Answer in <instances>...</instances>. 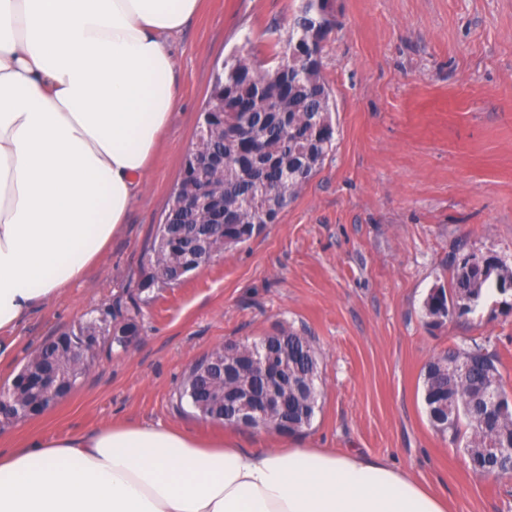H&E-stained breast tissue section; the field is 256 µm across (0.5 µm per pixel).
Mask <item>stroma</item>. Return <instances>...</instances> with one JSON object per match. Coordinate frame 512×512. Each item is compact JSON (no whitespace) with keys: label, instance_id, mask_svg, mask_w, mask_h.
Listing matches in <instances>:
<instances>
[{"label":"stroma","instance_id":"stroma-1","mask_svg":"<svg viewBox=\"0 0 512 512\" xmlns=\"http://www.w3.org/2000/svg\"><path fill=\"white\" fill-rule=\"evenodd\" d=\"M303 0H201L174 39L180 100L150 180L122 232L83 280L0 331V386L50 337L137 288L200 108L244 43L285 38ZM322 71L336 146L276 223L142 305L127 349L101 351L69 396L0 419V451L29 436L107 422L163 424L243 448L282 437L176 409L186 369L216 345L291 329L319 358V409L295 446L395 463L450 512H512V477L482 480L431 425L423 369L451 347L485 344L512 394V293L434 327L430 291L452 261L494 255L512 268V0H334Z\"/></svg>","mask_w":512,"mask_h":512}]
</instances>
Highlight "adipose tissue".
I'll return each mask as SVG.
<instances>
[{"label":"adipose tissue","instance_id":"1","mask_svg":"<svg viewBox=\"0 0 512 512\" xmlns=\"http://www.w3.org/2000/svg\"><path fill=\"white\" fill-rule=\"evenodd\" d=\"M199 0H0V329L80 282L122 229L179 103ZM357 452L110 423L0 453V512H447Z\"/></svg>","mask_w":512,"mask_h":512}]
</instances>
